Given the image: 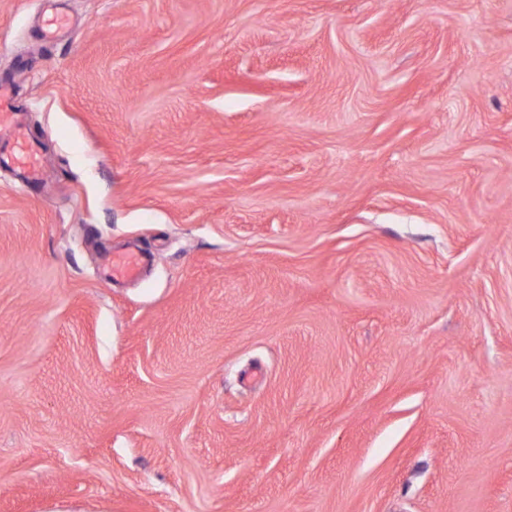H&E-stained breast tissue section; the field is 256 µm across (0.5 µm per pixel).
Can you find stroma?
Wrapping results in <instances>:
<instances>
[{"label":"stroma","instance_id":"stroma-1","mask_svg":"<svg viewBox=\"0 0 512 512\" xmlns=\"http://www.w3.org/2000/svg\"><path fill=\"white\" fill-rule=\"evenodd\" d=\"M0 80V512H512V0H0ZM14 96L11 85L0 84V141L6 143L3 153L4 163H11L24 169L33 182L42 177L37 153L28 141L24 130L15 119ZM3 130L8 131V137Z\"/></svg>","mask_w":512,"mask_h":512}]
</instances>
